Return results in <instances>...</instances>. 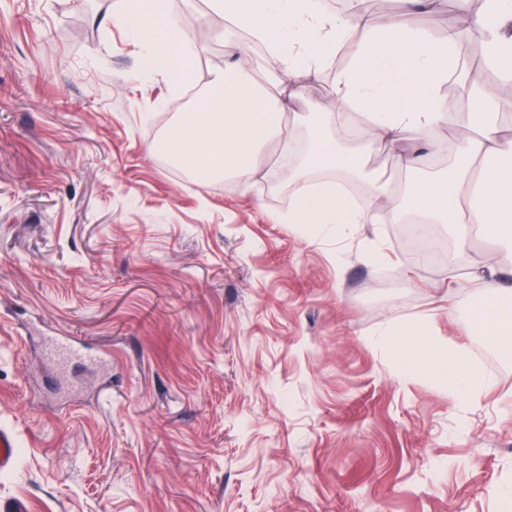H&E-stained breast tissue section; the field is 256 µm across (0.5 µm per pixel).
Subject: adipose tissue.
Listing matches in <instances>:
<instances>
[{
	"label": "adipose tissue",
	"mask_w": 512,
	"mask_h": 512,
	"mask_svg": "<svg viewBox=\"0 0 512 512\" xmlns=\"http://www.w3.org/2000/svg\"><path fill=\"white\" fill-rule=\"evenodd\" d=\"M210 6L224 16V41L234 61L213 74L187 119L170 130L167 140L179 163L249 181L267 142L284 135L297 88L346 50L349 62L334 78L336 121L358 129L361 148L340 149L322 125L309 126L306 152L284 173L288 222L341 231L353 224H402L416 214L462 240L475 229L512 242V135L505 132L512 119V36L503 31L512 20V0H481L476 11L470 0H458L463 24L481 31L484 66L468 78L477 88L495 73L499 91L491 99L471 98L469 120L441 170L431 169L421 143L448 123L443 89L457 71L458 29L434 35L400 20L331 9L324 0H210ZM116 20L146 55L172 57L179 65L173 77L183 83L191 52L166 0H125ZM251 42L278 57V75L253 76L247 67ZM382 148L400 156L406 178L399 188L365 172L368 152ZM479 317L485 336L512 339L506 290L487 293ZM405 333L406 369L426 365L431 377L470 402L490 389V381L440 350L429 322Z\"/></svg>",
	"instance_id": "ef3b65f1"
}]
</instances>
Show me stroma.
I'll list each match as a JSON object with an SVG mask.
<instances>
[{
	"label": "stroma",
	"mask_w": 512,
	"mask_h": 512,
	"mask_svg": "<svg viewBox=\"0 0 512 512\" xmlns=\"http://www.w3.org/2000/svg\"><path fill=\"white\" fill-rule=\"evenodd\" d=\"M124 0H0V424L20 453L0 499L29 512H512V346L473 309L512 250L416 261L395 225L283 223L268 158L202 181L152 152L194 107L114 14ZM204 87L223 14L168 0ZM336 109L332 71L298 93ZM380 246L370 260L366 241ZM428 320L493 383L479 404L404 374L389 327ZM112 355L60 366L53 335Z\"/></svg>",
	"instance_id": "1"
}]
</instances>
